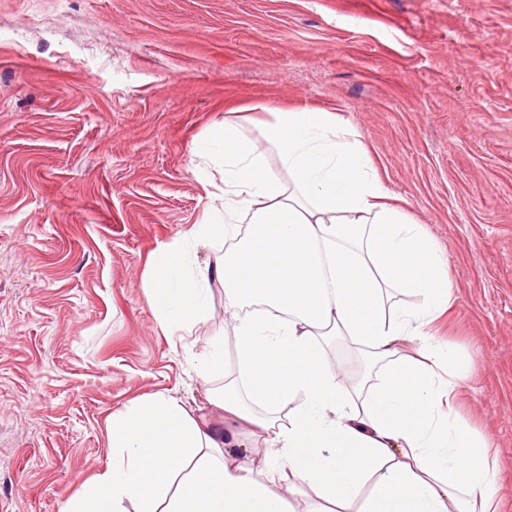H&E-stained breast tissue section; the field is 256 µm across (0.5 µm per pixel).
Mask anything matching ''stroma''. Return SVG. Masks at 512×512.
I'll list each match as a JSON object with an SVG mask.
<instances>
[{
	"mask_svg": "<svg viewBox=\"0 0 512 512\" xmlns=\"http://www.w3.org/2000/svg\"><path fill=\"white\" fill-rule=\"evenodd\" d=\"M349 119L448 260L433 332L465 368L512 512V0H0V512H62L112 460V416L164 394L210 415L238 369L224 288L164 330L156 251L221 172L195 145L224 100Z\"/></svg>",
	"mask_w": 512,
	"mask_h": 512,
	"instance_id": "obj_1",
	"label": "stroma"
}]
</instances>
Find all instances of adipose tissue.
<instances>
[{
    "mask_svg": "<svg viewBox=\"0 0 512 512\" xmlns=\"http://www.w3.org/2000/svg\"><path fill=\"white\" fill-rule=\"evenodd\" d=\"M246 120L257 138L244 135ZM199 150L224 171V216L205 214L190 236L235 244L196 268L185 242L169 245L146 286L173 333L207 314L215 278L225 311L261 307L236 328L238 372H225L219 348L198 371L223 377L208 403L231 425L217 428L162 394L126 408L112 422L111 465L63 512H127L130 503L136 512H288V496L306 492L312 512H348L357 501L360 512H498L488 441L456 411V350L428 332L454 303L447 263L349 120L301 103L232 100ZM391 288L419 297L420 308L387 312ZM332 334L379 368L377 380L339 385L320 344ZM406 337L416 356L397 349Z\"/></svg>",
    "mask_w": 512,
    "mask_h": 512,
    "instance_id": "ef3b65f1",
    "label": "adipose tissue"
}]
</instances>
